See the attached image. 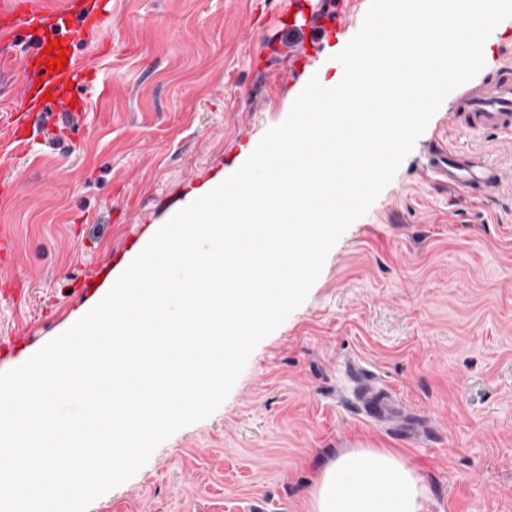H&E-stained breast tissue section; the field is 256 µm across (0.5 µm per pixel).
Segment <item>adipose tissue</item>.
I'll use <instances>...</instances> for the list:
<instances>
[{"mask_svg": "<svg viewBox=\"0 0 512 512\" xmlns=\"http://www.w3.org/2000/svg\"><path fill=\"white\" fill-rule=\"evenodd\" d=\"M309 512H426L419 473L390 448H349L329 459L308 492Z\"/></svg>", "mask_w": 512, "mask_h": 512, "instance_id": "obj_1", "label": "adipose tissue"}]
</instances>
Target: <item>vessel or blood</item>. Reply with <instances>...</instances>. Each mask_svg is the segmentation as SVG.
<instances>
[{"label": "vessel or blood", "mask_w": 512, "mask_h": 512, "mask_svg": "<svg viewBox=\"0 0 512 512\" xmlns=\"http://www.w3.org/2000/svg\"><path fill=\"white\" fill-rule=\"evenodd\" d=\"M75 8L74 0H6L0 4V19L6 22L0 30V41L10 42L17 26L33 21L48 25L51 33H58L65 29ZM80 70L74 58L57 72L45 66L26 67L21 92L33 94L35 102H48L57 111H70L76 99L74 85L80 80ZM452 112L456 126L464 131L495 129L512 134V60L501 63L484 83L465 88ZM429 167L441 184L464 190L495 188L507 176L501 166L444 145L432 153ZM355 399L359 414L367 419L388 422L400 416V406L393 396L375 392L367 384H360Z\"/></svg>", "instance_id": "1"}]
</instances>
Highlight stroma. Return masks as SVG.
Wrapping results in <instances>:
<instances>
[{
  "label": "stroma",
  "mask_w": 512,
  "mask_h": 512,
  "mask_svg": "<svg viewBox=\"0 0 512 512\" xmlns=\"http://www.w3.org/2000/svg\"><path fill=\"white\" fill-rule=\"evenodd\" d=\"M341 31L287 40L308 0H107L82 112L17 100L20 34L0 62V372L70 328L170 214L230 174L281 124L369 0H321ZM450 92L392 181L332 247L304 303L265 337L223 404L161 443L87 512H308L323 462L396 448L429 512H512V178L480 196L431 177L437 141L512 167V135L452 127ZM353 366L394 393L415 432L340 399Z\"/></svg>",
  "instance_id": "1"
}]
</instances>
